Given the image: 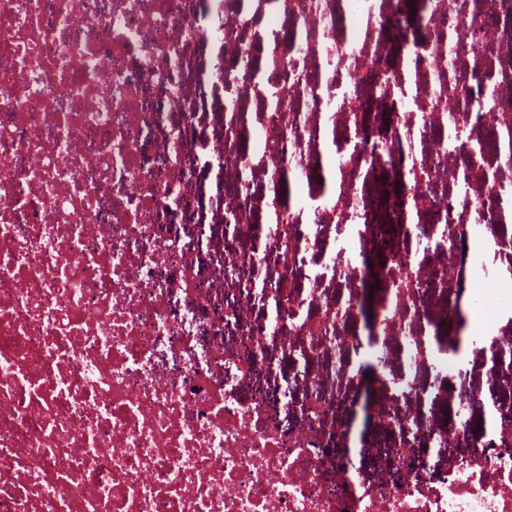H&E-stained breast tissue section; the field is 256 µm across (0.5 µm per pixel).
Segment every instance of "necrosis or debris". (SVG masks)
<instances>
[{
  "instance_id": "obj_1",
  "label": "necrosis or debris",
  "mask_w": 512,
  "mask_h": 512,
  "mask_svg": "<svg viewBox=\"0 0 512 512\" xmlns=\"http://www.w3.org/2000/svg\"><path fill=\"white\" fill-rule=\"evenodd\" d=\"M352 1L0 0V512H512V0ZM224 108V92L214 93L211 88H206V93L199 106V112H207L200 118L199 130L201 135H211V128L208 124V112H220Z\"/></svg>"
}]
</instances>
